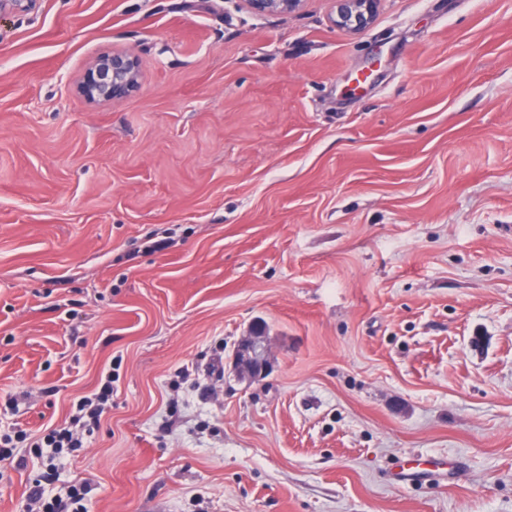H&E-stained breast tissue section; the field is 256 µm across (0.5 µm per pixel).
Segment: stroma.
Returning a JSON list of instances; mask_svg holds the SVG:
<instances>
[{"instance_id":"35a3bbf8","label":"stroma","mask_w":512,"mask_h":512,"mask_svg":"<svg viewBox=\"0 0 512 512\" xmlns=\"http://www.w3.org/2000/svg\"><path fill=\"white\" fill-rule=\"evenodd\" d=\"M331 8L0 16V512L50 466L90 512H512V0ZM112 52L141 85L89 103ZM331 23L345 33L364 30L373 21L381 0H332ZM137 58L128 52H113L91 61L78 83L79 93L90 102L121 100L140 86ZM232 366L250 380L259 382L271 372L266 329L262 322H254L247 336H242L232 360ZM112 395V381L105 379L99 393L94 397H85L80 399L76 404V425L82 427L85 432L90 430L100 422L101 416L104 412L102 407ZM43 443L46 448H52V456L55 458L63 454L65 451L78 448L80 443L78 438L74 437V433L70 429H53L44 438Z\"/></svg>"}]
</instances>
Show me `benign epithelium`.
<instances>
[{
  "mask_svg": "<svg viewBox=\"0 0 512 512\" xmlns=\"http://www.w3.org/2000/svg\"><path fill=\"white\" fill-rule=\"evenodd\" d=\"M36 0H0V15L19 13L31 9ZM255 12L261 14L290 13L297 10L303 0H245ZM331 23L345 33L364 30L373 21L381 0H332ZM137 58L128 52H114L91 61L78 83L79 93L90 102L121 100L140 86ZM232 366L250 380L259 382L271 372L266 329L263 323H253L247 335L240 338Z\"/></svg>",
  "mask_w": 512,
  "mask_h": 512,
  "instance_id": "7a95c632",
  "label": "benign epithelium"
}]
</instances>
